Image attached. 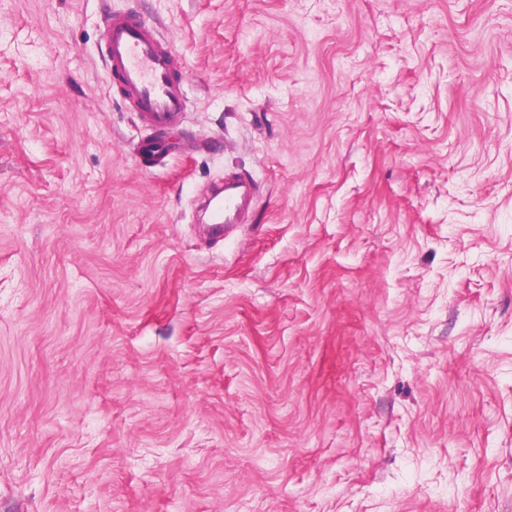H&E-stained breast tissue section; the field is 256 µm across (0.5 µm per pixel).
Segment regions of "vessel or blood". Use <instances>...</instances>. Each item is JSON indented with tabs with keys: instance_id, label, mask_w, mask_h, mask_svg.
<instances>
[{
	"instance_id": "vessel-or-blood-1",
	"label": "vessel or blood",
	"mask_w": 512,
	"mask_h": 512,
	"mask_svg": "<svg viewBox=\"0 0 512 512\" xmlns=\"http://www.w3.org/2000/svg\"><path fill=\"white\" fill-rule=\"evenodd\" d=\"M104 23L107 71L146 130L138 151L161 158L165 145L152 134L181 122L187 110V80L156 23L123 13L105 16ZM255 191V183L247 176L225 174L223 186L212 195L215 232H222L227 224L243 223L254 205Z\"/></svg>"
}]
</instances>
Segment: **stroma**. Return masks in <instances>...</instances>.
<instances>
[{
	"label": "stroma",
	"mask_w": 512,
	"mask_h": 512,
	"mask_svg": "<svg viewBox=\"0 0 512 512\" xmlns=\"http://www.w3.org/2000/svg\"><path fill=\"white\" fill-rule=\"evenodd\" d=\"M0 512H512V0H0ZM104 23L107 71L146 130L138 153L162 160L165 145L153 139L152 132L182 121L187 111V80L156 23L123 13L105 16ZM255 183L247 176L237 173L224 175L223 186L215 189L210 204L213 202V230L223 232L222 224H244L245 215L255 202Z\"/></svg>",
	"instance_id": "35a3bbf8"
}]
</instances>
